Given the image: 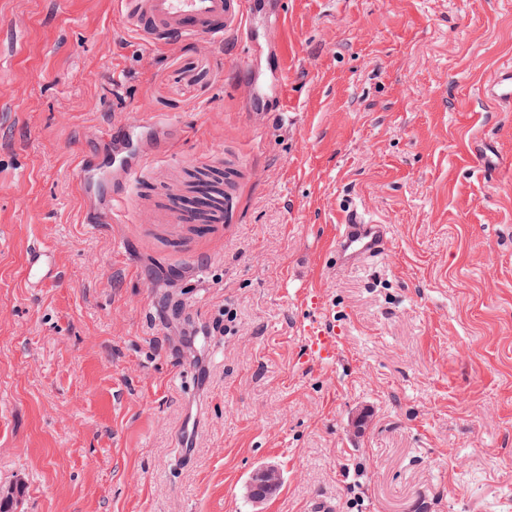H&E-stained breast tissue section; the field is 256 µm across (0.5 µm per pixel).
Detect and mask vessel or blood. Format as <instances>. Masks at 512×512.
<instances>
[{
  "mask_svg": "<svg viewBox=\"0 0 512 512\" xmlns=\"http://www.w3.org/2000/svg\"><path fill=\"white\" fill-rule=\"evenodd\" d=\"M124 14L141 38L151 44H162L176 38H219L236 33L241 45L239 60L243 66L253 62L255 30L252 16L258 10L257 0H121ZM486 99L499 105H512V63L503 65L494 79L483 89ZM159 129L157 120L145 118L137 124L107 128L105 151L86 160L79 168V184L84 195L101 196L110 216H118L120 204L138 175L151 158V143ZM246 171L236 165L224 168V208L211 217L220 224L232 212ZM389 225L366 217L358 204L348 205L344 221L336 228V261L352 266L382 255L388 247ZM26 274L30 283H50L60 276L49 248L32 244ZM309 350L318 361L336 356V338L329 331H311Z\"/></svg>",
  "mask_w": 512,
  "mask_h": 512,
  "instance_id": "b4317fda",
  "label": "vessel or blood"
}]
</instances>
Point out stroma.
I'll return each instance as SVG.
<instances>
[{
  "label": "stroma",
  "mask_w": 512,
  "mask_h": 512,
  "mask_svg": "<svg viewBox=\"0 0 512 512\" xmlns=\"http://www.w3.org/2000/svg\"><path fill=\"white\" fill-rule=\"evenodd\" d=\"M252 23L241 72L234 38L150 46L118 0H0L13 512H512V106L479 93L512 61V5L281 0ZM282 46L283 97H248ZM147 114L175 148L122 223H84L78 166ZM228 161L248 171L232 217L177 225L173 196ZM352 201L391 238L349 269L332 256ZM37 242L62 272L41 288ZM266 466L282 482L257 502ZM26 274L31 284H45L59 279L60 270L56 267L49 248L41 243L32 244L28 253ZM308 336L309 350L319 362L334 360L336 338L328 330L311 331Z\"/></svg>",
  "instance_id": "stroma-1"
}]
</instances>
